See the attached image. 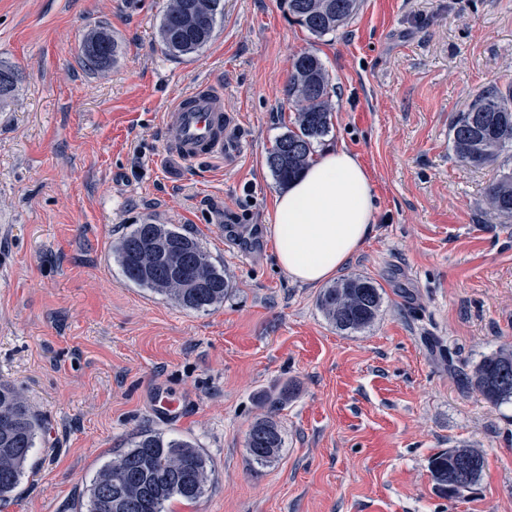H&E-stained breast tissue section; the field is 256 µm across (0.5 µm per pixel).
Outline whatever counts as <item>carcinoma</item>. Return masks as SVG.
Instances as JSON below:
<instances>
[{
	"label": "carcinoma",
	"instance_id": "1",
	"mask_svg": "<svg viewBox=\"0 0 512 512\" xmlns=\"http://www.w3.org/2000/svg\"><path fill=\"white\" fill-rule=\"evenodd\" d=\"M288 13L314 37L336 32L359 9V0H286ZM224 17L223 0H168L159 26L164 51L174 57L191 55L213 38ZM83 60L92 68L113 62L118 45L104 30L88 36ZM18 75L0 67V100L6 101ZM284 96L296 112L295 129L279 136L268 151L267 165L286 187L309 165L314 145L330 132L329 75L322 60L304 50L295 57ZM457 158L475 168L495 165L497 177L485 189L488 209L512 218V81L493 83L458 113L449 131ZM124 277L173 300L182 308L207 311L224 302L232 288L199 241L169 224H135L115 246ZM383 290L370 277L350 275L321 290L318 306L337 330L347 334L370 328L381 312ZM493 406L512 403V348L484 356L466 377ZM41 421L23 394L0 381V501L10 498L25 474L36 447ZM282 431L267 414L254 421L246 437L252 461L267 465L283 448ZM485 459L475 448H450L432 459L437 488L454 498L480 481ZM210 460L189 439L142 431L129 447L105 462L86 487L80 508L85 512H167L174 500L194 503L211 486Z\"/></svg>",
	"mask_w": 512,
	"mask_h": 512
}]
</instances>
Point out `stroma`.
I'll list each match as a JSON object with an SVG mask.
<instances>
[{
	"mask_svg": "<svg viewBox=\"0 0 512 512\" xmlns=\"http://www.w3.org/2000/svg\"><path fill=\"white\" fill-rule=\"evenodd\" d=\"M167 3L0 0V64L19 75L0 105V380L44 425L0 512H79L96 470L146 430L194 441L214 470L172 512H512V404L463 386L512 346V221L485 203L495 168L448 141L481 89L512 79V0H361L319 39L285 0H224L213 39L184 57L160 44ZM102 28L118 55L91 69L81 44ZM304 50L330 74L324 142L358 155L375 197L343 273L373 278L384 304L354 335L276 267L266 157L294 126L283 88ZM203 81L224 90L238 160L186 165L162 147L166 106ZM146 220L199 240L232 280L221 305L189 311L124 278L113 247ZM288 385L287 404L260 403ZM159 395L181 414L155 416ZM268 413L284 445L260 466L246 435ZM457 446L485 469L451 499L430 461Z\"/></svg>",
	"mask_w": 512,
	"mask_h": 512,
	"instance_id": "1",
	"label": "stroma"
}]
</instances>
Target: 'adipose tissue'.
Masks as SVG:
<instances>
[{
  "label": "adipose tissue",
  "instance_id": "ef3b65f1",
  "mask_svg": "<svg viewBox=\"0 0 512 512\" xmlns=\"http://www.w3.org/2000/svg\"><path fill=\"white\" fill-rule=\"evenodd\" d=\"M371 180L345 146L324 149L274 201L279 266L296 282L318 285L346 266L372 230Z\"/></svg>",
  "mask_w": 512,
  "mask_h": 512
}]
</instances>
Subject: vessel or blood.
<instances>
[{"mask_svg": "<svg viewBox=\"0 0 512 512\" xmlns=\"http://www.w3.org/2000/svg\"><path fill=\"white\" fill-rule=\"evenodd\" d=\"M162 143L166 152L186 164L224 158L239 147L231 113L224 109V93L204 82L178 97L165 110Z\"/></svg>", "mask_w": 512, "mask_h": 512, "instance_id": "vessel-or-blood-1", "label": "vessel or blood"}]
</instances>
